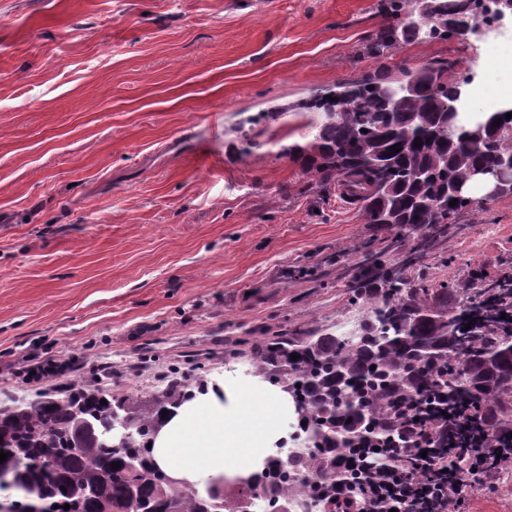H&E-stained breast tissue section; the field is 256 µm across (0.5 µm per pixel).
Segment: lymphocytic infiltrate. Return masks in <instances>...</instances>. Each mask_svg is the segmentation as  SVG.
I'll return each mask as SVG.
<instances>
[{"mask_svg":"<svg viewBox=\"0 0 512 512\" xmlns=\"http://www.w3.org/2000/svg\"><path fill=\"white\" fill-rule=\"evenodd\" d=\"M428 408L407 409V444L368 450L340 465L358 478L337 481L333 504L323 512H468L476 492L491 493L502 473L512 469V441L500 442L488 425L472 429L468 449L437 455L433 447L443 425Z\"/></svg>","mask_w":512,"mask_h":512,"instance_id":"obj_1","label":"lymphocytic infiltrate"}]
</instances>
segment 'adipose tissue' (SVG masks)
Returning a JSON list of instances; mask_svg holds the SVG:
<instances>
[{"mask_svg":"<svg viewBox=\"0 0 512 512\" xmlns=\"http://www.w3.org/2000/svg\"><path fill=\"white\" fill-rule=\"evenodd\" d=\"M294 417L286 393L228 375L220 391L196 397L168 417L151 455L162 469L200 487L220 486L260 471Z\"/></svg>","mask_w":512,"mask_h":512,"instance_id":"1","label":"adipose tissue"}]
</instances>
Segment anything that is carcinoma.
I'll list each match as a JSON object with an SVG mask.
<instances>
[{
	"label": "carcinoma",
	"instance_id": "carcinoma-1",
	"mask_svg": "<svg viewBox=\"0 0 512 512\" xmlns=\"http://www.w3.org/2000/svg\"><path fill=\"white\" fill-rule=\"evenodd\" d=\"M495 4L389 0L393 21L367 51L448 40V31L478 24L480 7L485 21H495ZM451 69L446 61L396 75L377 68L338 83L303 104L317 114L308 140L284 148L310 191L341 179L369 231L348 284L351 304L368 310L354 331L280 333L255 352L253 372L287 393L306 422L295 434L306 453L271 456L263 472L203 494L168 484L148 448L161 411L207 389L173 365L167 386L154 393L114 397L85 381L59 396L0 404V450L8 454L0 490H18L21 503L48 512H241V501L254 498L268 512L299 492L317 510L351 449L393 446L405 433L408 420L394 413L407 401L428 403L445 390L457 412L479 408L500 436L512 435V271L491 281L469 272L474 292L453 307L451 286L425 284L430 264H448V227L473 209L471 196L454 191L466 189L476 170L512 156V110L471 115ZM393 145L400 148L394 155ZM454 198L457 205H449ZM114 412L128 417L131 432L105 448L93 429ZM114 462L121 467L112 469Z\"/></svg>",
	"mask_w": 512,
	"mask_h": 512
}]
</instances>
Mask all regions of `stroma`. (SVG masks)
Segmentation results:
<instances>
[{"mask_svg":"<svg viewBox=\"0 0 512 512\" xmlns=\"http://www.w3.org/2000/svg\"><path fill=\"white\" fill-rule=\"evenodd\" d=\"M380 0H0V400L95 379L113 394L164 386L200 362L248 375L266 330L347 331L345 284L366 228L329 187L303 192L270 124L244 151L245 117L384 67L435 60L512 99V28L415 41L380 57ZM433 281L512 267V195L479 201ZM72 358L41 381L23 356Z\"/></svg>","mask_w":512,"mask_h":512,"instance_id":"stroma-1","label":"stroma"}]
</instances>
